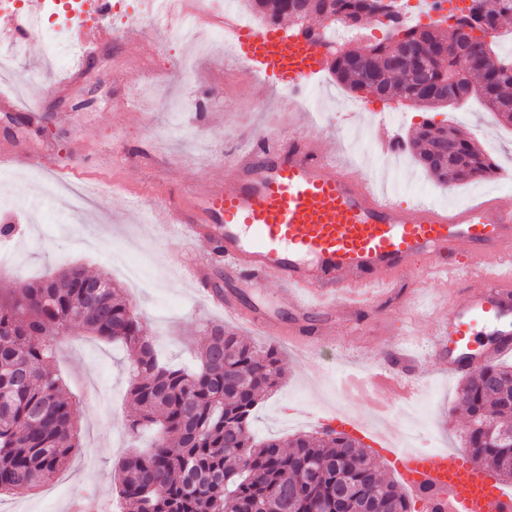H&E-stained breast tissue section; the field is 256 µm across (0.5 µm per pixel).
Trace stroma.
<instances>
[{
	"instance_id": "1",
	"label": "stroma",
	"mask_w": 512,
	"mask_h": 512,
	"mask_svg": "<svg viewBox=\"0 0 512 512\" xmlns=\"http://www.w3.org/2000/svg\"><path fill=\"white\" fill-rule=\"evenodd\" d=\"M113 2L111 16L99 20L111 38L93 45L90 58L51 64L43 30L36 27L24 34L25 50L14 63L13 102H0V118L9 112L28 114L33 123L10 135L0 133V146H14L60 168L53 178L60 191L44 202L34 199L21 181H0V198L15 202L11 211H0V225L15 224L19 263L18 269L0 270L1 295L71 263L92 275H109L141 314L160 357L190 364L206 322L222 321L223 316L197 300L183 276L182 265L197 255L196 245L151 221L159 207L198 186L220 190L225 156L260 137H314L325 150L345 154L359 171L376 157L380 141L407 140L427 120L452 125L491 155L494 174L448 188L410 158L393 179L407 190L402 204L431 199L457 205L479 191L496 192L512 204V125L496 120L478 102L423 110L365 96L370 108L403 114L395 127L371 121L367 112L348 111L345 104L354 92L326 71L311 84L305 105L295 114L281 109V94L275 90L269 92L266 108L253 112L252 78L235 70L231 50L214 41L212 31H194L177 43L169 31L138 14L134 0ZM132 30L143 33V40L129 39ZM92 86L97 93L91 105L46 115L50 100L68 104ZM73 167L84 168V175L73 178ZM114 252L142 265L144 287H132L108 262ZM478 285L469 278L461 286L445 288L425 282L418 269L389 292L357 308L336 311L334 325L289 314V324L323 342L308 359L283 349L282 382L256 411L255 434L285 440L321 431L318 416L336 402L333 379L342 372L344 360L363 351L381 352L384 340L410 327L415 331L411 348L422 360L408 380L428 405L419 425L436 446L463 447L467 424L458 398L462 381L440 372L425 352L438 327L432 310L423 309L411 322L407 309L417 294L431 301L444 294L459 298ZM132 361L121 345L71 327L56 348L51 368L77 405L79 446L52 482L29 494L0 496V512H68L77 495L107 504L108 512H120L116 465L153 439L148 430L131 437L127 427Z\"/></svg>"
}]
</instances>
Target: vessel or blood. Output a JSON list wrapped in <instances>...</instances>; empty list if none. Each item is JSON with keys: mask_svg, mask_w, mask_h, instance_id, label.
<instances>
[{"mask_svg": "<svg viewBox=\"0 0 512 512\" xmlns=\"http://www.w3.org/2000/svg\"><path fill=\"white\" fill-rule=\"evenodd\" d=\"M226 42L239 52V66L264 82L293 94L319 76L326 61L321 43L304 32L274 26L256 31L225 21ZM165 223L181 225L205 250V264L188 269L197 292L225 318L273 337L288 330L263 311L243 312L211 286L215 270L249 288L276 284L281 302L292 309L324 316L349 308L368 292L385 290L411 274L414 259L426 258L431 282L455 284L465 275L477 289L462 300H440L443 323L430 342L439 370L449 377L512 356V206L484 193L454 207L444 203L406 207L378 188L372 174L354 173L316 139L303 137L280 146L267 137L241 148L225 172L223 189L192 194L165 211ZM454 247L462 261L445 265L438 252ZM493 256L482 264V256ZM497 327L490 349L476 351V329ZM292 340V339H289ZM313 350L312 340H292ZM415 364L403 342L393 344L387 361L357 356L355 366L370 385L385 386L398 400L413 397L404 379ZM344 428L370 435L377 452L423 512H512V486L463 448L434 452L406 448L395 430L368 431L361 420L343 416Z\"/></svg>", "mask_w": 512, "mask_h": 512, "instance_id": "b4317fda", "label": "vessel or blood"}]
</instances>
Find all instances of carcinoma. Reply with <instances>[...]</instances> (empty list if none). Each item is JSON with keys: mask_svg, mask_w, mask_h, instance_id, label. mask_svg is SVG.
I'll use <instances>...</instances> for the list:
<instances>
[{"mask_svg": "<svg viewBox=\"0 0 512 512\" xmlns=\"http://www.w3.org/2000/svg\"><path fill=\"white\" fill-rule=\"evenodd\" d=\"M271 24L304 28L309 19L362 27L393 15L394 0H246ZM512 17V0H470L439 25L394 28L385 40L335 49L336 80L352 92L435 108L447 88L512 124V57L493 56L485 38ZM408 54L400 68L393 61ZM411 147L442 184L484 178L493 159L453 127L425 122ZM134 353L131 433L157 432L152 447L117 465L126 512H415V502L380 476L373 453L348 434H300L284 448L258 441L252 419L281 373L274 345L251 346L221 323L207 325L197 363L163 361L135 309L108 278L70 266L0 297V495L50 481L76 448L77 409L62 394L48 362L72 324ZM469 422L512 432V366L487 364L467 376L459 394ZM466 449L500 472L512 466V440L489 443L467 433Z\"/></svg>", "mask_w": 512, "mask_h": 512, "instance_id": "obj_1", "label": "carcinoma"}]
</instances>
